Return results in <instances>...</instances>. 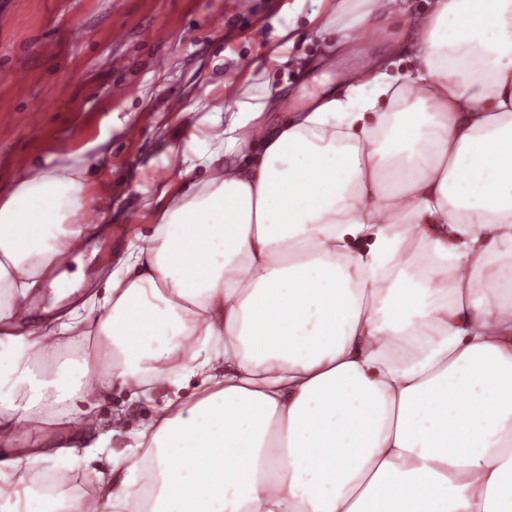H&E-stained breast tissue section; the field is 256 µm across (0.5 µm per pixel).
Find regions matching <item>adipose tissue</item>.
I'll return each mask as SVG.
<instances>
[{"label":"adipose tissue","mask_w":512,"mask_h":512,"mask_svg":"<svg viewBox=\"0 0 512 512\" xmlns=\"http://www.w3.org/2000/svg\"><path fill=\"white\" fill-rule=\"evenodd\" d=\"M361 3L320 32H385L396 0ZM414 61L271 128L261 96L226 108L94 322L18 330L87 230L80 168L22 176L0 197V435L91 422L50 386L187 371L199 393L136 432L102 512H512V0H435ZM92 338L110 379L44 368ZM77 441L6 459L0 503L86 512L25 484Z\"/></svg>","instance_id":"1"}]
</instances>
